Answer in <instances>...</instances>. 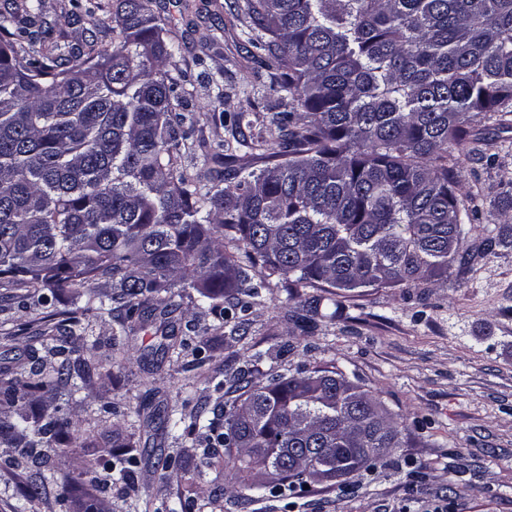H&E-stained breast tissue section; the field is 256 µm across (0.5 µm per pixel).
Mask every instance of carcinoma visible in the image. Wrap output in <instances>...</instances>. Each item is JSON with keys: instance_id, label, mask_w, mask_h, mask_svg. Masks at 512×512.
<instances>
[{"instance_id": "carcinoma-1", "label": "carcinoma", "mask_w": 512, "mask_h": 512, "mask_svg": "<svg viewBox=\"0 0 512 512\" xmlns=\"http://www.w3.org/2000/svg\"><path fill=\"white\" fill-rule=\"evenodd\" d=\"M112 49L95 42L60 53L40 0L0 12V279L50 293L112 280L115 300L136 302L133 332L155 325L181 355L176 298L191 288L237 308L265 281L224 252L239 236L248 262L290 288H418L470 266L469 213L454 194L453 154L468 155L467 123L512 112V0H246L248 43L274 70L275 132L258 135L266 166L235 171L233 186H201L179 170L185 101L164 69L180 51L150 0H117ZM321 298L304 301L303 331L317 327ZM52 337L57 369L39 364L0 381V405L37 392L72 396L71 338ZM261 354L238 367V395L224 403V447L243 498L283 494L315 480L278 476L279 448H324L345 476L374 469L402 442L399 423L363 386L334 369L252 379ZM60 418L0 416V447L16 467L52 471ZM135 457L84 475L127 494ZM29 486L15 512H35Z\"/></svg>"}]
</instances>
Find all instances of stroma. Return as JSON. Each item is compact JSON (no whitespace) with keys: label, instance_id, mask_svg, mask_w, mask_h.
Masks as SVG:
<instances>
[{"label":"stroma","instance_id":"35a3bbf8","mask_svg":"<svg viewBox=\"0 0 512 512\" xmlns=\"http://www.w3.org/2000/svg\"><path fill=\"white\" fill-rule=\"evenodd\" d=\"M114 0H41L55 38L68 47L107 28ZM246 0H153L151 7L179 39L166 68L178 76V95L194 117L185 129L193 144L182 165L200 183L233 184L214 159L217 143L239 138L237 165L261 167L250 128L233 133L237 112H254L260 127L272 118L265 90L271 71L248 51ZM472 151L460 159L454 192L460 207L476 211L468 241L481 245L512 228V114L491 112L468 126ZM266 286L257 304L230 333L222 309L184 296L182 321L197 325L192 351L163 353L153 329L121 333L128 307L112 302V282L93 290L51 295L48 305L23 304L26 288L0 281V377L9 378L30 337L51 335L71 316L81 319L75 345L89 368L67 401L44 398L30 411L68 421L51 451L55 478L41 490L37 512H95L100 491L82 471L135 456L140 512H163L182 502L187 512H512V248L476 258L471 271L450 270L447 282L421 288H363L322 301L314 335L293 318L314 288L291 290L262 267L251 270ZM262 353L261 372L336 368L373 392L404 425L401 447L373 472L353 474L346 488L325 483L303 492L255 500L240 498L238 477L224 451L200 433L173 439L167 414L203 412L224 419L233 398V371ZM0 447V512H13L19 492L37 482L34 469L15 467ZM424 480L411 478L412 470Z\"/></svg>","mask_w":512,"mask_h":512}]
</instances>
